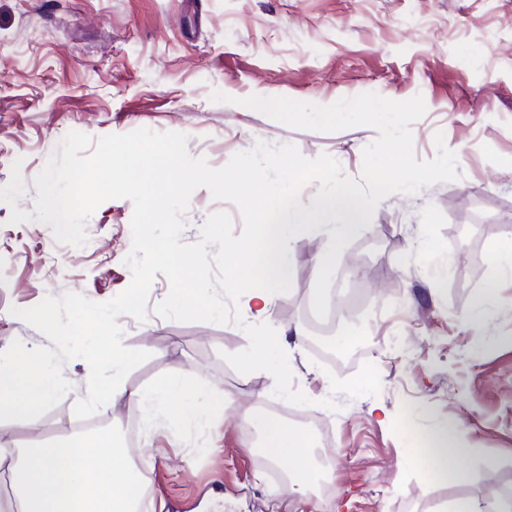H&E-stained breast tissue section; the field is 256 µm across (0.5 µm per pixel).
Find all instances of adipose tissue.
<instances>
[{"instance_id":"obj_1","label":"adipose tissue","mask_w":512,"mask_h":512,"mask_svg":"<svg viewBox=\"0 0 512 512\" xmlns=\"http://www.w3.org/2000/svg\"><path fill=\"white\" fill-rule=\"evenodd\" d=\"M366 205L351 189L316 198L308 207L282 206L265 212L257 225V243L235 272L232 286L253 318H262L276 292L291 276L286 251L300 230L324 225L333 247L365 227ZM110 401L122 400L143 410L149 418L204 422L202 403L223 405L220 393L198 386L191 371L162 379L151 388L129 392L113 389ZM266 451L272 461L291 465L293 482L308 484L310 461L303 436L292 433L276 417L259 420ZM435 477L465 480V450L455 426L444 423L421 439ZM7 486L0 493V512H129L137 500V481L120 449L81 447L79 440L61 437L22 448H0V467Z\"/></svg>"}]
</instances>
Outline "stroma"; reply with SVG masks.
Here are the masks:
<instances>
[{"label": "stroma", "instance_id": "35a3bbf8", "mask_svg": "<svg viewBox=\"0 0 512 512\" xmlns=\"http://www.w3.org/2000/svg\"><path fill=\"white\" fill-rule=\"evenodd\" d=\"M216 90L229 102H212ZM370 92L422 95L414 154L432 159L442 133L459 178L381 201L325 281L312 273L331 247L325 230L310 225L291 246L293 276L264 321L308 330V340L287 335L281 345L294 388L327 425L336 455L328 501L269 483L255 421L289 404L273 397L268 372L244 375L224 360L247 347L240 328L122 315L124 346L151 353L123 388L185 368L224 398L205 428L153 427L120 403L95 414L135 467L145 512H436L455 500L512 498V277L480 322L468 317L492 246L512 242V223L500 220L512 213V0H0V187L16 162L25 181L16 206L0 202L2 349L50 344L13 308L67 292L106 301L131 281L129 200L100 204L79 248L58 244L43 223L10 221L12 208L33 211V180L69 131L183 133L189 154L215 168L259 141L291 144L308 159L331 156L356 178L374 128L297 129L241 101L329 105ZM218 211L242 232L237 206L200 188L183 242L199 240ZM318 288L330 306L314 304ZM347 329L354 340L340 342ZM89 374L85 360L67 362L71 390L37 421L0 424V448L66 430L87 437L73 406ZM444 422L469 449L466 483L434 481L419 460V438Z\"/></svg>", "mask_w": 512, "mask_h": 512}]
</instances>
